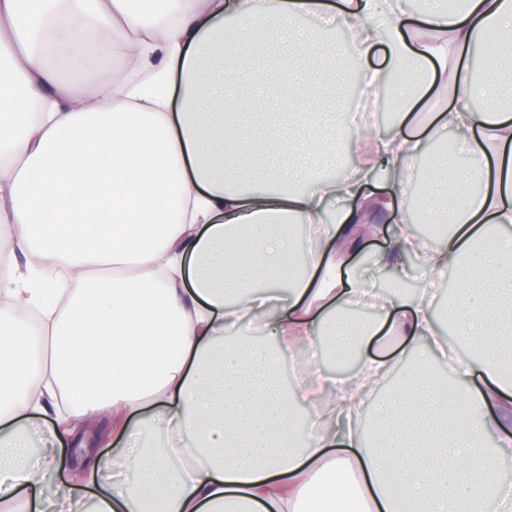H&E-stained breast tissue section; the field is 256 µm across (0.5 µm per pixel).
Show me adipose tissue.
I'll list each match as a JSON object with an SVG mask.
<instances>
[{
	"label": "adipose tissue",
	"mask_w": 512,
	"mask_h": 512,
	"mask_svg": "<svg viewBox=\"0 0 512 512\" xmlns=\"http://www.w3.org/2000/svg\"><path fill=\"white\" fill-rule=\"evenodd\" d=\"M403 13L397 0H168L160 13L0 0V254L27 259L0 275V512H299L316 483L322 512H487L512 460V0L454 13L428 0L412 26ZM305 17L358 43L353 72L310 105L305 70L323 34H296ZM231 24L248 69L210 64ZM490 28L500 48L473 65ZM379 44L415 79L392 127L358 130L342 100L351 74L381 82L368 63ZM115 47L123 72L88 67ZM228 90L242 93L251 138L224 119ZM433 90L444 103L418 112ZM448 129L418 197L425 222L445 227L431 246L370 187L380 169L403 186ZM347 145L351 177L330 178ZM381 209L397 250L359 264ZM411 254L425 281L456 274L448 315L466 358L450 396L432 373L442 341L426 299L386 300L355 325L344 316L377 267L404 272ZM35 308L42 321L26 328L19 313ZM28 335L47 346H23ZM373 341L378 354L365 353ZM351 345L353 371L308 361L281 387L283 356ZM399 367L372 432L354 426L368 389ZM149 401L158 412L144 413ZM106 417L112 452L64 484L55 444ZM301 419L318 433L299 449ZM42 432L51 446L37 454Z\"/></svg>",
	"instance_id": "1"
}]
</instances>
